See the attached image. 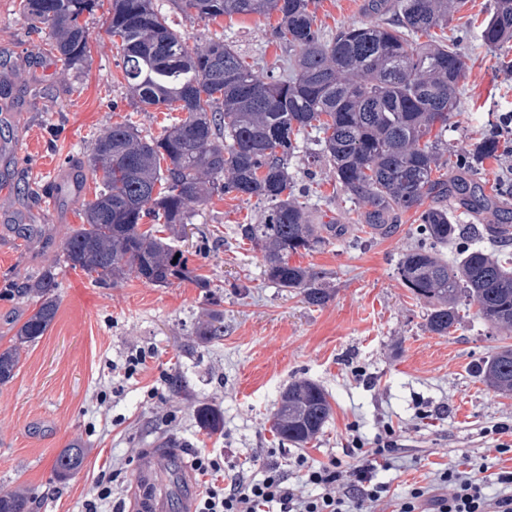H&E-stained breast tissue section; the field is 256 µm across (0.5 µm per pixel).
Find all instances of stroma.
<instances>
[{
  "mask_svg": "<svg viewBox=\"0 0 512 512\" xmlns=\"http://www.w3.org/2000/svg\"><path fill=\"white\" fill-rule=\"evenodd\" d=\"M366 0H316L326 33L367 21ZM189 43L221 37L265 74L279 75L288 49L272 36L277 16L188 18L171 0H155ZM489 0H465L448 34L466 57L458 112L445 136L453 150L448 171L466 165L463 147L490 130L512 134V73L482 48L476 35ZM108 10L86 19L89 53L64 69L51 54L48 31L35 30L19 0H0V345L14 322L32 311L13 295L24 278L56 267L59 307L49 330L23 356L12 381L0 385V490L22 484L33 512H85L110 465L112 494L102 512H118L138 498L132 477L151 448H170L177 459L198 448L220 449L230 463L257 476L278 465L299 479V460L346 461L353 436L365 443L393 428L401 450L380 481L395 495L423 486L437 468L472 457L489 472L512 468L486 436L496 424L512 427V395L489 389L477 368L508 336L467 311L456 331L438 336L425 328L427 310L403 286L402 255L426 246L415 211L396 216L397 231L371 236L357 206L336 183L329 163L293 160L297 189L306 190L322 223L345 225L321 249L295 263L325 271L334 293L322 307L280 288L264 274L262 255L237 227L255 221L262 201L216 194L196 211L178 243L189 264L210 285L177 280L158 287L136 278L103 286L65 265L61 243L94 201L99 178L86 176L78 196L62 199L49 188L116 122H131L146 137L159 136L174 114L131 105L120 57L107 32ZM27 224L30 238L15 225ZM224 314V334L200 341L196 330L209 311ZM181 376L184 389L168 382ZM308 378L329 394L332 417L316 439L297 446L271 430L281 391ZM205 403L224 418L207 436L192 407ZM87 448L79 473L58 480L54 462L63 448Z\"/></svg>",
  "mask_w": 512,
  "mask_h": 512,
  "instance_id": "obj_1",
  "label": "stroma"
}]
</instances>
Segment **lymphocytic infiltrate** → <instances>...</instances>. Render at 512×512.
Returning <instances> with one entry per match:
<instances>
[{
  "mask_svg": "<svg viewBox=\"0 0 512 512\" xmlns=\"http://www.w3.org/2000/svg\"><path fill=\"white\" fill-rule=\"evenodd\" d=\"M397 448L390 428L369 447L353 438L347 450L349 467L333 459L312 463L298 484L276 465L262 479H252L243 469L225 464L223 456L200 448L192 466L205 482L195 512H512V469L497 473L499 489L492 497L481 469L455 465L436 470L429 484L394 496L376 472L389 464ZM304 483L315 487V494L303 495Z\"/></svg>",
  "mask_w": 512,
  "mask_h": 512,
  "instance_id": "f902f5d3",
  "label": "lymphocytic infiltrate"
}]
</instances>
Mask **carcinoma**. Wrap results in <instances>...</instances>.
<instances>
[{"label":"carcinoma","instance_id":"carcinoma-1","mask_svg":"<svg viewBox=\"0 0 512 512\" xmlns=\"http://www.w3.org/2000/svg\"><path fill=\"white\" fill-rule=\"evenodd\" d=\"M173 2L185 14L208 20L276 13L275 38L294 58L279 76L264 77L221 38L189 46L153 0H112L108 34L133 105L175 104L187 116L158 137H142L127 124L112 125L97 137L83 167L102 173V189L62 243L65 264L100 284L134 277L166 286L191 277L207 288L209 280L189 268L174 241L211 194L235 193L267 203L256 223L238 225L241 238L261 252L267 278L298 291L311 306H325L332 298L326 273L290 263L292 255L314 251L345 232L317 223L288 173L300 152L299 137L310 128L316 149L309 157L330 162L336 182L361 206V223L372 234L394 233L396 213L413 208L435 246L472 236L496 247L492 254L477 246L453 260L422 248L403 254L398 273L429 305L428 331L448 335L461 324L460 307L473 304L490 328L512 333V207L486 195L477 180L484 161L509 146L488 135L467 150L461 174L434 176L448 153L442 131L458 111L465 62L455 46L433 39L432 30L448 28L463 0H395L390 6L387 0H368L372 20L344 26L331 37L316 22L315 0ZM98 6L99 0H20L23 14L54 35L51 48L66 69L86 57L80 20ZM423 36L428 41H420ZM477 39L490 54L512 49V0H494ZM450 197L477 218L493 213L495 223H457L447 205ZM146 218L169 235L140 229ZM55 288L50 267L13 291L36 308L0 349V385L14 378L22 351L54 321ZM197 335L206 340L224 335V314L210 313ZM479 372L493 390L511 393L512 346L499 348ZM194 413L211 433L224 427L220 413L207 404L195 406ZM331 413L325 389L298 378L281 393L272 427L282 440L305 444ZM84 457L83 448L63 449L55 461L57 477L75 475ZM0 512H32L27 488L0 491Z\"/></svg>","mask_w":512,"mask_h":512}]
</instances>
